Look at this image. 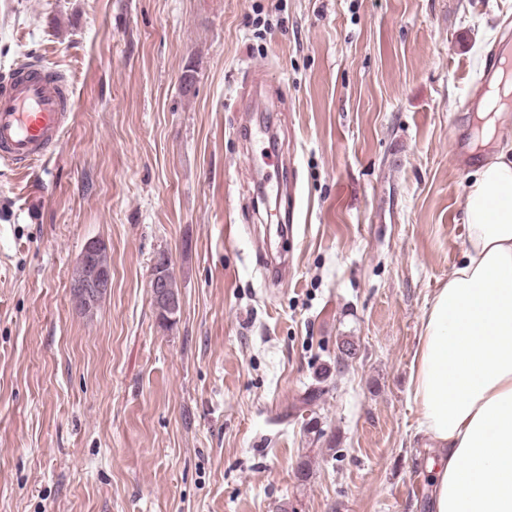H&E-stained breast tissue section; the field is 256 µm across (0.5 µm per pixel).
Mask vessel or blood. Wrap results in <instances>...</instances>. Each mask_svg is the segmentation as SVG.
<instances>
[{
    "instance_id": "b4317fda",
    "label": "vessel or blood",
    "mask_w": 512,
    "mask_h": 512,
    "mask_svg": "<svg viewBox=\"0 0 512 512\" xmlns=\"http://www.w3.org/2000/svg\"><path fill=\"white\" fill-rule=\"evenodd\" d=\"M512 71V47L491 48L478 78L494 81ZM71 85L62 75L34 62L0 77V159L29 170L59 144L71 116Z\"/></svg>"
}]
</instances>
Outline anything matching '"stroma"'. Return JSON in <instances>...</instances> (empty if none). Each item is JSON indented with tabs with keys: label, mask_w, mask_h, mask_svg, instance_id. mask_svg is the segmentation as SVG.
Returning <instances> with one entry per match:
<instances>
[{
	"label": "stroma",
	"mask_w": 512,
	"mask_h": 512,
	"mask_svg": "<svg viewBox=\"0 0 512 512\" xmlns=\"http://www.w3.org/2000/svg\"><path fill=\"white\" fill-rule=\"evenodd\" d=\"M509 15L0 0V76L40 60L73 104L32 170L0 161V512H427L411 362L462 257L476 169L456 153L512 148V112L480 149L463 108ZM91 241L112 290L85 314ZM174 279L168 257H158L153 264L149 279L150 298L156 312H164L166 316L171 317V320L176 317L182 306L181 296L175 291V288H178L177 283L175 288H170V283ZM165 315L160 314L161 324L164 327H171L175 321L167 322Z\"/></svg>",
	"instance_id": "35a3bbf8"
}]
</instances>
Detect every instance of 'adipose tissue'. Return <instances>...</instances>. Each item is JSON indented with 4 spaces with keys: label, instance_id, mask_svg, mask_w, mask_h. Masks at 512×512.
<instances>
[{
    "label": "adipose tissue",
    "instance_id": "adipose-tissue-1",
    "mask_svg": "<svg viewBox=\"0 0 512 512\" xmlns=\"http://www.w3.org/2000/svg\"><path fill=\"white\" fill-rule=\"evenodd\" d=\"M462 206V258L422 320L408 394L434 512H512V159L480 166Z\"/></svg>",
    "mask_w": 512,
    "mask_h": 512
}]
</instances>
